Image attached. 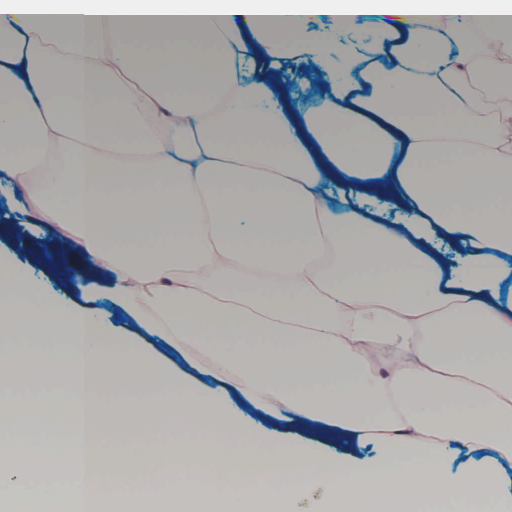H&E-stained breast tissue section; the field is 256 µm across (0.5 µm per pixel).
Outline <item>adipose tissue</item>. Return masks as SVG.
I'll use <instances>...</instances> for the list:
<instances>
[{
  "label": "adipose tissue",
  "instance_id": "adipose-tissue-1",
  "mask_svg": "<svg viewBox=\"0 0 512 512\" xmlns=\"http://www.w3.org/2000/svg\"><path fill=\"white\" fill-rule=\"evenodd\" d=\"M382 14L406 31L382 63L308 39ZM461 17L479 36L452 55ZM0 32V181L24 211L254 407L385 447L257 451L221 397L0 265V379L50 371L72 405H0V512H295L317 479L312 512H499L512 478L441 449L512 461V0H0ZM291 54L329 72L311 105L273 72ZM137 377L161 384L109 397ZM186 427L220 438H155Z\"/></svg>",
  "mask_w": 512,
  "mask_h": 512
}]
</instances>
